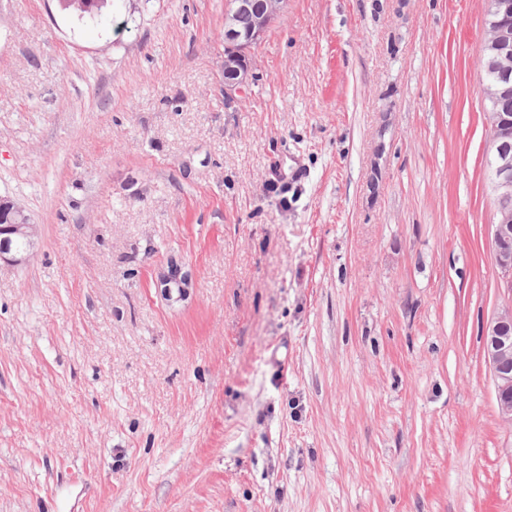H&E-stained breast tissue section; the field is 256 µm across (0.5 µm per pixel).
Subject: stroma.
<instances>
[{
    "instance_id": "obj_1",
    "label": "stroma",
    "mask_w": 512,
    "mask_h": 512,
    "mask_svg": "<svg viewBox=\"0 0 512 512\" xmlns=\"http://www.w3.org/2000/svg\"><path fill=\"white\" fill-rule=\"evenodd\" d=\"M224 3L0 0V512H512L483 0ZM287 1L262 0L256 3L253 0L225 1L224 98L227 101H233L244 95L255 79L254 49L280 16ZM245 13L251 14L252 23L250 15ZM238 19L242 29L238 27ZM0 263H26L38 236L37 224H32L24 208L16 201L0 196ZM16 239L12 248V241ZM18 239L23 240L18 241ZM26 247V248H25ZM25 248V249H23ZM23 249V250H18Z\"/></svg>"
}]
</instances>
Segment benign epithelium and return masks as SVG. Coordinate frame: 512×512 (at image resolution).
<instances>
[{
	"label": "benign epithelium",
	"instance_id": "1",
	"mask_svg": "<svg viewBox=\"0 0 512 512\" xmlns=\"http://www.w3.org/2000/svg\"><path fill=\"white\" fill-rule=\"evenodd\" d=\"M287 0H225L224 9V99L233 101L245 94L255 79L253 54L267 30L280 16ZM491 17L487 41L495 53L486 66L497 70L503 81L512 75V0H485ZM249 13L252 23L238 27L241 15ZM490 130L488 157L493 162L488 183L495 200L512 198V118L500 112L486 113ZM38 236L24 208L0 196V262L26 263ZM493 259L501 286L512 295V211L501 209L492 225ZM23 240V250L12 248ZM484 353L492 372L500 417L512 423V299L484 331Z\"/></svg>",
	"mask_w": 512,
	"mask_h": 512
}]
</instances>
